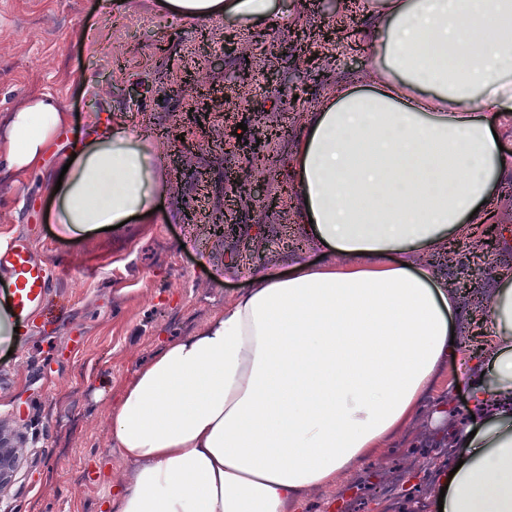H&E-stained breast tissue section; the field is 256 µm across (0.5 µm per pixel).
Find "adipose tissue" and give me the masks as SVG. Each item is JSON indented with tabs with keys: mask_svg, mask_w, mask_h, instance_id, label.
I'll use <instances>...</instances> for the list:
<instances>
[{
	"mask_svg": "<svg viewBox=\"0 0 512 512\" xmlns=\"http://www.w3.org/2000/svg\"><path fill=\"white\" fill-rule=\"evenodd\" d=\"M186 19L269 18L270 0H164ZM378 87L318 111L293 160L307 232L336 254L250 287L200 332L161 340L106 413L127 472L107 471L109 512H288L351 477L416 414L457 358V308L432 250L486 222L512 155L492 116L512 110V0H378ZM49 98L16 111L0 160L38 165L65 125ZM116 123L76 145L53 198L65 234L152 217L149 168ZM495 339L473 349L455 426L463 465L443 512H512V283L490 301Z\"/></svg>",
	"mask_w": 512,
	"mask_h": 512,
	"instance_id": "adipose-tissue-1",
	"label": "adipose tissue"
}]
</instances>
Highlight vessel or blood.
<instances>
[{
	"label": "vessel or blood",
	"instance_id": "vessel-or-blood-1",
	"mask_svg": "<svg viewBox=\"0 0 512 512\" xmlns=\"http://www.w3.org/2000/svg\"><path fill=\"white\" fill-rule=\"evenodd\" d=\"M0 271L12 279L9 297L13 314L19 322H28L42 306L50 286L44 266L26 242L17 240L0 247Z\"/></svg>",
	"mask_w": 512,
	"mask_h": 512
}]
</instances>
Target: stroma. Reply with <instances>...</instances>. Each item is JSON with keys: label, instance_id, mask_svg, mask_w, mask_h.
I'll use <instances>...</instances> for the list:
<instances>
[{"label": "stroma", "instance_id": "stroma-1", "mask_svg": "<svg viewBox=\"0 0 512 512\" xmlns=\"http://www.w3.org/2000/svg\"><path fill=\"white\" fill-rule=\"evenodd\" d=\"M326 6V0H289L288 12L253 23L221 15L201 22L176 18L163 13L158 0H0V133L13 112L36 96L58 101L67 128L39 170L14 171L0 162V242L24 237L52 272L47 300L31 326L19 328L18 344H0V416L37 439L23 460L29 477L10 494L17 512H103L99 466L108 460L114 469L122 467L112 454L105 411L111 390L131 382L160 337L191 334L221 315L247 288L252 268L286 274L298 258L330 262L326 250L301 241L292 166L297 137L337 93L370 85L367 63L377 46L366 37L355 45L325 44L316 65L297 68L293 33L319 26ZM229 30L246 47L249 84L236 82L235 59L223 51ZM271 68L279 72L273 86L265 80ZM186 69L223 89L228 100L203 131L183 123L189 95L161 92ZM134 82L141 92L131 98L127 89ZM255 112L290 130L287 139L270 145L260 173L279 205L239 215L229 210L224 176L243 162L223 138ZM102 114L128 127L150 156L151 183L168 190L155 194L154 217L131 218L72 241L56 221L51 181L72 142L84 141L93 117ZM175 125L186 142L180 153L165 134ZM221 208L240 225L238 239L209 235L204 213ZM437 270L465 283L457 325L460 335H468L471 314H487L495 288L512 281V239L488 254L481 253L478 238L462 239ZM472 372L467 355L448 361L424 406L442 398L453 381L457 414L466 418ZM406 428L416 441L397 436L387 450L366 457L349 512H372L378 490L369 476L387 481L421 466L433 468L432 483L396 496L392 512H438L442 480L464 451L437 455L440 432L423 412Z\"/></svg>", "mask_w": 512, "mask_h": 512}]
</instances>
